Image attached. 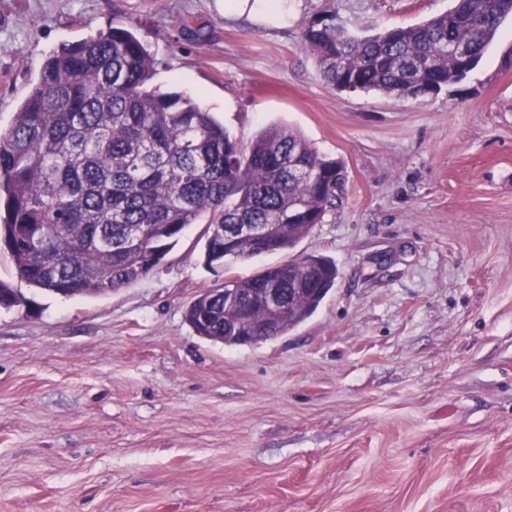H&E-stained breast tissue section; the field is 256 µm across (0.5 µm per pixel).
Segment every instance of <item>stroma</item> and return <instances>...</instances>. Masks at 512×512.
Masks as SVG:
<instances>
[{
  "label": "stroma",
  "instance_id": "1",
  "mask_svg": "<svg viewBox=\"0 0 512 512\" xmlns=\"http://www.w3.org/2000/svg\"><path fill=\"white\" fill-rule=\"evenodd\" d=\"M0 0V130L48 55L119 23L153 86L249 140L301 131L344 190L294 249L335 286L252 345L197 336L204 289L286 261L211 270L191 225L135 284L64 298L0 280V512H512V21L459 83L418 97L330 86L314 20L368 35L452 0Z\"/></svg>",
  "mask_w": 512,
  "mask_h": 512
}]
</instances>
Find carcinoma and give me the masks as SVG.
Here are the masks:
<instances>
[{"label":"carcinoma","instance_id":"carcinoma-1","mask_svg":"<svg viewBox=\"0 0 512 512\" xmlns=\"http://www.w3.org/2000/svg\"><path fill=\"white\" fill-rule=\"evenodd\" d=\"M512 0H455L421 24L355 37L323 19L303 48L338 90L351 83L390 97L463 80L471 67L448 60V39L479 59ZM154 60L121 24L63 44L45 61L9 128L0 132V251L27 286L96 297L149 274L192 224H207L205 264L293 249L334 207L344 167L298 131L270 125L233 138L191 96L150 84ZM278 224L267 244L224 253V225ZM304 273L285 333L304 322L336 282L321 256L293 257L279 273ZM26 302L0 281V307ZM223 296L200 294L186 318L199 336L227 345L258 328L223 317Z\"/></svg>","mask_w":512,"mask_h":512}]
</instances>
